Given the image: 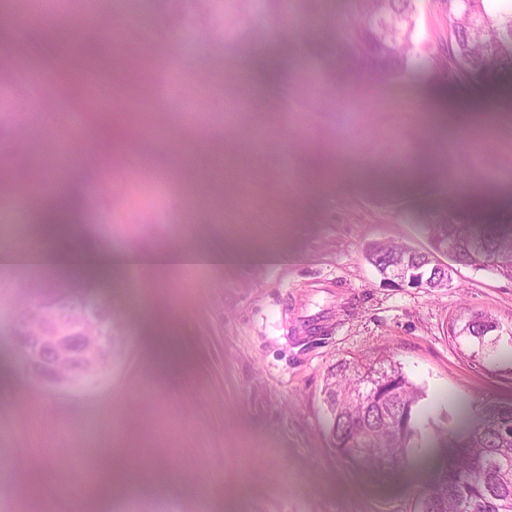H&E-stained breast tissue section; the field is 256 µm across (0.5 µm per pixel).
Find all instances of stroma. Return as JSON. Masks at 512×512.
<instances>
[{
    "mask_svg": "<svg viewBox=\"0 0 512 512\" xmlns=\"http://www.w3.org/2000/svg\"><path fill=\"white\" fill-rule=\"evenodd\" d=\"M24 24L11 40L33 50L0 59V254L22 223L42 239L23 195L52 157L65 169L50 194H73L80 235L108 250L234 245L221 266L108 270L94 278L112 306V361L96 380L48 389L26 374L8 320L18 280L50 269L0 267V512H417L444 430L465 426L489 402H512V279L455 264L446 288L383 283L367 245L428 249L425 225L452 211L484 220L512 214V103L474 90L449 52L448 0H414L410 53L416 66L374 76L355 59L333 60L358 0H6ZM280 17L262 30L258 17ZM117 37L150 58L177 39L174 74L151 70L141 86L90 81V106L120 114L130 145L112 149L75 128L67 96L42 48L48 21ZM481 114L452 132L435 129L438 93ZM42 107L51 125L30 124ZM232 114L234 124L224 122ZM221 148L227 166L248 158L241 197L182 179L197 144ZM127 164L128 179L97 188L100 166ZM150 165L161 181L137 174ZM143 288L135 297L127 283ZM315 279L336 281L317 290ZM325 316L322 341L288 336L282 306ZM482 313L500 335L454 337V320ZM165 320L185 365L158 368L147 353ZM392 357L421 386L427 427L409 470L353 468L332 448L326 373L341 359ZM137 490L88 498L106 462Z\"/></svg>",
    "mask_w": 512,
    "mask_h": 512,
    "instance_id": "1",
    "label": "stroma"
}]
</instances>
